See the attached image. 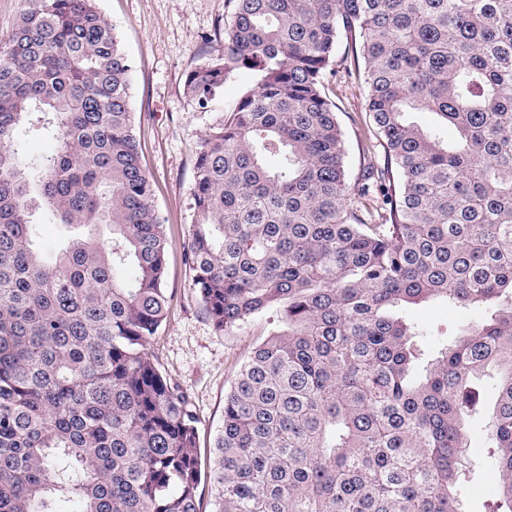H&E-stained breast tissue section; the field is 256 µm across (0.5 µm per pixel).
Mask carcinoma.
I'll list each match as a JSON object with an SVG mask.
<instances>
[{
  "label": "carcinoma",
  "mask_w": 512,
  "mask_h": 512,
  "mask_svg": "<svg viewBox=\"0 0 512 512\" xmlns=\"http://www.w3.org/2000/svg\"><path fill=\"white\" fill-rule=\"evenodd\" d=\"M233 2L185 90L258 81L197 152L188 264L216 331L279 326L224 397L212 512H461L476 426L512 512V0ZM343 38L379 158L355 173L325 92ZM131 69L96 0H27L0 38V512H197L198 420L146 349L168 239ZM36 195L72 232L52 257ZM434 300L470 311L451 342L404 316ZM19 142L22 150L30 156L50 153L55 146L53 134L48 131H35L24 126L19 131Z\"/></svg>",
  "instance_id": "cac0c4a2"
}]
</instances>
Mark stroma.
Masks as SVG:
<instances>
[{"mask_svg":"<svg viewBox=\"0 0 512 512\" xmlns=\"http://www.w3.org/2000/svg\"><path fill=\"white\" fill-rule=\"evenodd\" d=\"M111 21L119 44L131 61L134 133L144 171L155 190V203L166 225L167 319L147 349L161 369L186 390L198 417L199 450L208 456L224 416V396L234 371L271 331L263 318L229 334L217 332L205 315L185 259L192 223L194 165L201 142L224 111L258 80L241 68L200 109L186 94V74L224 53V25L232 0H97ZM349 63L337 60V76L328 96L350 149L348 163L358 167L366 156L357 149L367 119L365 85ZM470 490L463 512H488L495 501L494 473L487 469V442L474 433L465 451Z\"/></svg>","mask_w":512,"mask_h":512,"instance_id":"obj_1","label":"stroma"}]
</instances>
